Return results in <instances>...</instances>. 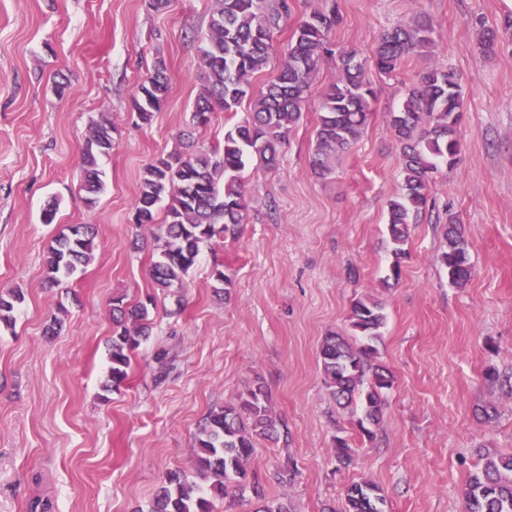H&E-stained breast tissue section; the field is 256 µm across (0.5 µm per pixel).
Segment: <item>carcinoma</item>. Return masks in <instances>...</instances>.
I'll use <instances>...</instances> for the list:
<instances>
[{"label": "carcinoma", "instance_id": "cac0c4a2", "mask_svg": "<svg viewBox=\"0 0 512 512\" xmlns=\"http://www.w3.org/2000/svg\"><path fill=\"white\" fill-rule=\"evenodd\" d=\"M291 14L288 0H213V8L200 47L202 85L194 102L191 127L207 126L215 109L234 112L252 89L254 74L266 68L275 30ZM342 21L336 0H314L297 20L279 70L254 101L253 111L224 131V145L198 149L192 133L180 135L179 147L148 164L140 177L134 223H156L158 209L165 222L154 235L156 258L151 267L154 285L161 289L182 283L195 265L202 245L214 237L235 233L244 223L247 204L241 172L246 159L255 157L269 166L277 147L298 125L311 76L325 58H333L336 75L321 96L316 144L309 158L313 172L326 176L336 154L350 148L365 128L374 96L365 64L349 50H334L331 33ZM511 31L507 19L499 29L484 31L482 47L495 50L499 38ZM435 44L431 19L418 15L398 24L377 40L374 66L391 75L413 55H425ZM169 93L165 61L157 59L152 73L139 84L133 107L139 121L151 122ZM463 107L462 87L448 68L430 67L410 87L398 111L388 122L401 146L402 193L387 202V230L393 244L392 276L399 278L400 262L409 224L425 213L429 185L439 167L455 165L460 153L457 125ZM117 127L107 118L95 121L81 157L85 202L95 205L104 190L101 160L110 155ZM95 228L73 224L57 235L47 249L44 277L49 287L61 284L93 259ZM447 248L438 256L449 280L457 285L471 276L468 241L461 226L448 220ZM25 300L19 289L0 291V325L13 327ZM113 334L110 371L105 390L119 389L128 379L133 352L151 335L147 303L112 302ZM386 314L382 303L357 300L350 314L352 337L332 332L323 337L319 358L324 382L336 404L364 417L358 429L371 438L365 422L376 424L382 397L393 386L390 370L377 363L378 344ZM278 420L263 385L248 387L236 400L210 413L193 448L197 470L210 481L205 491L180 472H171L154 498L150 512H215L214 499L228 487L243 497H262L259 482L249 480L247 466L259 440L277 439ZM466 512H512V454L480 455L465 491ZM383 490L370 481L352 483L346 490L342 512H386Z\"/></svg>", "mask_w": 512, "mask_h": 512}]
</instances>
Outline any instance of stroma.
Returning <instances> with one entry per match:
<instances>
[{
  "label": "stroma",
  "instance_id": "obj_1",
  "mask_svg": "<svg viewBox=\"0 0 512 512\" xmlns=\"http://www.w3.org/2000/svg\"><path fill=\"white\" fill-rule=\"evenodd\" d=\"M337 3L336 47L369 57L385 30L419 12L434 23L435 45L393 76L372 74L367 126L325 177L309 165L334 75L322 63L277 165L252 162L242 173L248 209L237 235L214 238L181 287L161 290L151 250L131 247L153 233L133 222L139 175L186 127L213 0H168L158 12L144 0H0V290L25 294L14 328L0 329V512H26L36 496L56 512H148L167 472L193 474L206 417L256 383L281 437L258 441L249 470L292 512H337L362 480L382 487L387 512H464L479 451L512 453V390L488 378L512 372V41L484 54L477 26L512 17V0ZM159 58L168 100L143 125L132 101ZM431 66L460 79L462 153L436 173L432 206L410 228L411 258L395 281L386 203L403 176L387 114ZM59 70L70 81L62 98L52 83ZM104 117L120 135L91 207L80 158L91 123ZM52 200L59 207L46 224ZM451 219L469 242L472 277L462 286L436 261ZM70 224L96 226L94 258L66 289L51 288L47 246ZM217 268L232 288L216 287ZM65 292L64 327L46 335ZM117 296L153 297L152 333L125 386L107 392ZM365 296L385 307L380 360L395 377L370 439L331 398L318 354L329 332L349 334L351 307ZM162 349L164 366L155 359ZM488 403L499 410L490 422L475 415ZM339 437L350 465L334 458ZM288 458L291 482L276 477Z\"/></svg>",
  "mask_w": 512,
  "mask_h": 512
}]
</instances>
